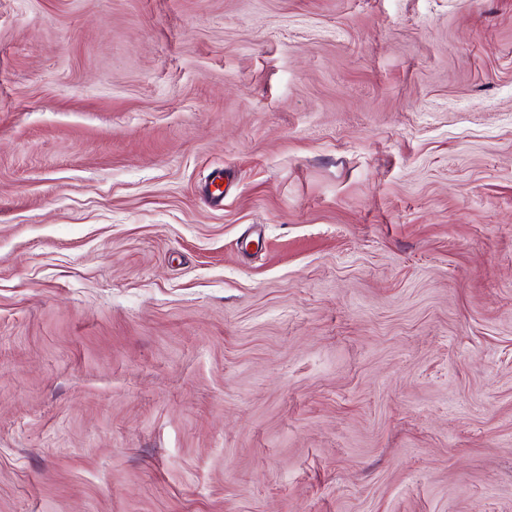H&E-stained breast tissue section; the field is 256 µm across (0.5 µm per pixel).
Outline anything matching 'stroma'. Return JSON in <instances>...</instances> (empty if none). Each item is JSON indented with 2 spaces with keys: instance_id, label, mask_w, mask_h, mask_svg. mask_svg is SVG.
Instances as JSON below:
<instances>
[{
  "instance_id": "obj_1",
  "label": "stroma",
  "mask_w": 512,
  "mask_h": 512,
  "mask_svg": "<svg viewBox=\"0 0 512 512\" xmlns=\"http://www.w3.org/2000/svg\"><path fill=\"white\" fill-rule=\"evenodd\" d=\"M0 512H512V0H0Z\"/></svg>"
}]
</instances>
